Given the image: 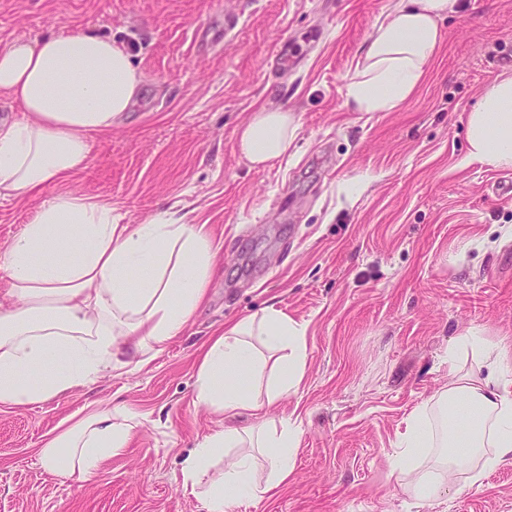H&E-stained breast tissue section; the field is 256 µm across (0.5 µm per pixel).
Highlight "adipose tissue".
<instances>
[{
	"mask_svg": "<svg viewBox=\"0 0 512 512\" xmlns=\"http://www.w3.org/2000/svg\"><path fill=\"white\" fill-rule=\"evenodd\" d=\"M456 10L457 0H397L348 78L347 107L392 112L407 101L441 47V20ZM142 83L129 48L108 36L50 33L0 47V102L20 111L0 121V198H44L0 251L8 278L0 292V406L42 402L144 364L206 298L215 251L202 226L173 209L120 224L111 203L59 187L88 167L92 140L123 120ZM297 128L293 113L260 108L238 129L236 148L265 168L287 155ZM466 137L471 159L512 169V74L485 87L466 116ZM52 185L56 193L45 196ZM131 273L137 284L128 283ZM464 352L479 373L460 370ZM307 357L305 325L273 306L204 349L196 404L253 419L212 431L184 458L182 486L204 512L262 500L292 475L298 431L288 420L269 427L266 415L298 391ZM448 374L447 387L410 417L392 462L399 486L420 503L440 499L457 473L473 486L512 459V350L467 329L448 349ZM137 425L119 406L70 416L45 437L40 461L62 480L85 483L125 451ZM229 448L236 454L227 460Z\"/></svg>",
	"mask_w": 512,
	"mask_h": 512,
	"instance_id": "adipose-tissue-1",
	"label": "adipose tissue"
}]
</instances>
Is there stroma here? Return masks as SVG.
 <instances>
[{
  "label": "stroma",
  "instance_id": "obj_1",
  "mask_svg": "<svg viewBox=\"0 0 512 512\" xmlns=\"http://www.w3.org/2000/svg\"><path fill=\"white\" fill-rule=\"evenodd\" d=\"M394 0H0V46L81 29L130 45L144 74L131 112L92 143L68 188L110 202L122 224L176 208L217 248L206 303L134 371L91 390L0 407V512H200L183 460L219 427L195 403L199 352L269 305L307 326V369L272 420L299 429L295 470L233 512H512V461L481 487L420 504L392 478L409 415L448 383L468 328L512 339V170L469 160L465 121L512 71V0H459L444 46L394 112H353L347 77ZM233 30H225V21ZM304 55L279 69L280 41ZM298 122L286 158L256 169L235 146L259 107ZM354 180L355 203L337 195ZM39 198L0 199V249ZM144 421L81 485L47 471L43 437L90 404Z\"/></svg>",
  "mask_w": 512,
  "mask_h": 512
}]
</instances>
